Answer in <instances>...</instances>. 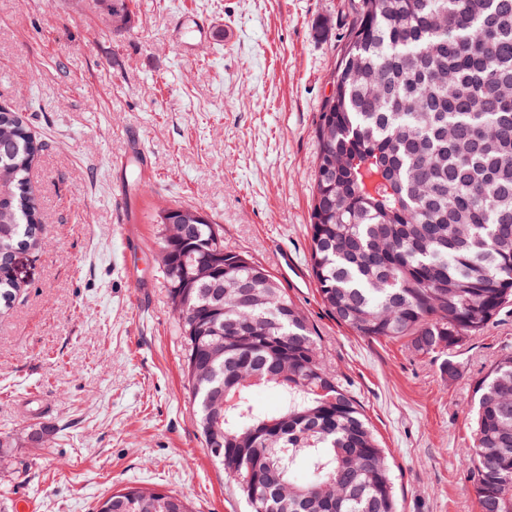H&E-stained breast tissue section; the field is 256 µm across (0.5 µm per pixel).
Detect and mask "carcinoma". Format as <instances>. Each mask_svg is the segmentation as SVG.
Here are the masks:
<instances>
[{
    "label": "carcinoma",
    "instance_id": "1",
    "mask_svg": "<svg viewBox=\"0 0 512 512\" xmlns=\"http://www.w3.org/2000/svg\"><path fill=\"white\" fill-rule=\"evenodd\" d=\"M113 31L129 0H101ZM323 99L310 187L309 264L336 320L367 338L444 353L512 302V0H353ZM42 145L0 106V315L27 289L6 250L44 245L29 173ZM209 219L160 242L181 322L187 386L212 460L250 512H398L385 451L323 362L281 282L227 250ZM223 257L224 296L207 283L176 300L190 262ZM255 387L279 406L262 413ZM471 469L480 512H512V353L475 383ZM129 485L96 512H150Z\"/></svg>",
    "mask_w": 512,
    "mask_h": 512
}]
</instances>
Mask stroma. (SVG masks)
I'll use <instances>...</instances> for the list:
<instances>
[{"label": "stroma", "instance_id": "stroma-1", "mask_svg": "<svg viewBox=\"0 0 512 512\" xmlns=\"http://www.w3.org/2000/svg\"><path fill=\"white\" fill-rule=\"evenodd\" d=\"M0 0V105L44 144L30 180L46 247L0 318V512H95L127 485L192 512H247L209 457L159 267L166 206L198 208L227 249L273 267L309 250L315 126L351 0ZM208 27L188 46L186 21ZM137 132L152 161L112 166ZM326 365L384 448L400 512H479L462 461L474 383L512 352V303L448 355L358 336L313 282L288 285ZM454 363L456 374L443 369ZM106 15L112 21L113 32L124 31L130 22L129 0L100 1Z\"/></svg>", "mask_w": 512, "mask_h": 512}]
</instances>
